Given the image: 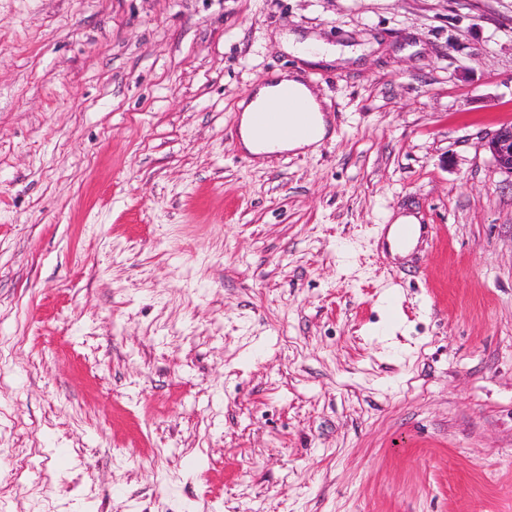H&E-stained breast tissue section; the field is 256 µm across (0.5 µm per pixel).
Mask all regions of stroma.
I'll return each instance as SVG.
<instances>
[{
    "instance_id": "obj_1",
    "label": "stroma",
    "mask_w": 512,
    "mask_h": 512,
    "mask_svg": "<svg viewBox=\"0 0 512 512\" xmlns=\"http://www.w3.org/2000/svg\"><path fill=\"white\" fill-rule=\"evenodd\" d=\"M506 123L512 0H0V512H512ZM286 50L303 62H317L320 60L336 61L346 59L349 56L341 57L336 51H330L313 35H298L288 33L284 39ZM285 94L288 96H285L277 105L265 108L271 101L279 99ZM288 98L297 103L296 111L288 112V109L292 107ZM237 108L241 112L240 148L255 157L260 164L268 156L280 152L314 153L321 142L331 133L325 114L327 111L320 98L297 70L274 72L253 92L241 99ZM261 108L265 109L259 112ZM285 112H288L285 120L292 127L301 120L302 115L300 114L305 113L308 118L309 130L295 131L288 136L268 131L282 126ZM482 146L490 153L497 169L512 176V124L502 125ZM388 242L391 244V234H392V243L394 246H403L406 244L414 235V225L417 224L416 220L412 216H397L391 223ZM401 224V225H397ZM396 225V226H395ZM393 230V232H392Z\"/></svg>"
}]
</instances>
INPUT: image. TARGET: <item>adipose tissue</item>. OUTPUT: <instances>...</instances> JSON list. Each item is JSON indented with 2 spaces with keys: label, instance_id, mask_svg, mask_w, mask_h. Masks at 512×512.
Wrapping results in <instances>:
<instances>
[{
  "label": "adipose tissue",
  "instance_id": "ef3b65f1",
  "mask_svg": "<svg viewBox=\"0 0 512 512\" xmlns=\"http://www.w3.org/2000/svg\"><path fill=\"white\" fill-rule=\"evenodd\" d=\"M289 96L297 104L296 111L287 115L295 131L283 136L274 131H259L254 124V114L282 96ZM239 145L256 160L280 152L312 153L329 137L331 129L320 98L298 71H277L261 82L253 92L241 99Z\"/></svg>",
  "mask_w": 512,
  "mask_h": 512
}]
</instances>
